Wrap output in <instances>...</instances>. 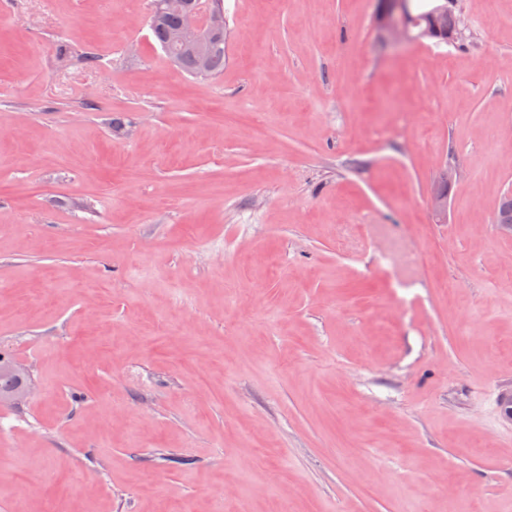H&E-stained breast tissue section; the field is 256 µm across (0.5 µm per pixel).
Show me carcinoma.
Here are the masks:
<instances>
[{"label": "carcinoma", "instance_id": "carcinoma-1", "mask_svg": "<svg viewBox=\"0 0 512 512\" xmlns=\"http://www.w3.org/2000/svg\"><path fill=\"white\" fill-rule=\"evenodd\" d=\"M185 20L182 11L164 7L151 13L149 26L154 41L163 49L167 62L179 67L187 74L199 78H214L224 71V29H219L217 38L207 43L200 51L183 53L169 44L171 34L179 29ZM496 224H512V194L504 193L494 215ZM13 359L0 355V401H7L13 393L24 388L22 374L10 369Z\"/></svg>", "mask_w": 512, "mask_h": 512}]
</instances>
